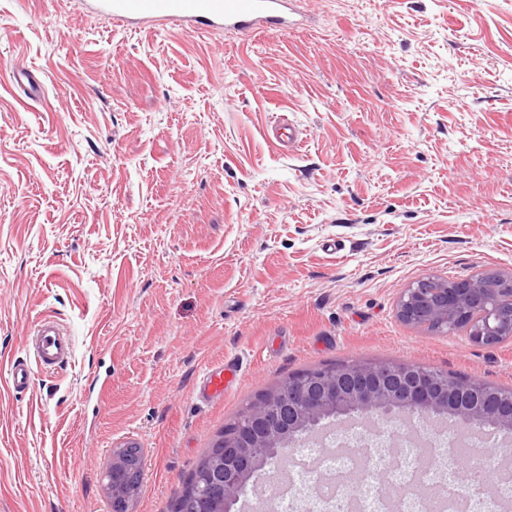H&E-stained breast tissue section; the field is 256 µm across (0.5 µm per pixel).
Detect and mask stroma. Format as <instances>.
<instances>
[{
    "mask_svg": "<svg viewBox=\"0 0 512 512\" xmlns=\"http://www.w3.org/2000/svg\"><path fill=\"white\" fill-rule=\"evenodd\" d=\"M305 30L151 34L0 0V512H171L216 435L303 370L411 364L512 387V339L402 321L427 277L512 275V0H303ZM24 80L12 79V70ZM293 121L298 151L267 131ZM72 354L7 383L42 318ZM237 385L197 402L202 371ZM379 486L405 479L403 415ZM288 455L320 468L347 427ZM238 371V364L234 358H227L220 365L209 367L197 380L195 397L202 404L223 399L224 392Z\"/></svg>",
    "mask_w": 512,
    "mask_h": 512,
    "instance_id": "stroma-1",
    "label": "stroma"
}]
</instances>
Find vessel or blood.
<instances>
[{
  "label": "vessel or blood",
  "mask_w": 512,
  "mask_h": 512,
  "mask_svg": "<svg viewBox=\"0 0 512 512\" xmlns=\"http://www.w3.org/2000/svg\"><path fill=\"white\" fill-rule=\"evenodd\" d=\"M82 5L91 18H108L147 32L175 24L188 34L202 29L249 34L302 24L296 0H82ZM32 342V363L17 361L9 369L13 388L29 386L33 369H55L71 356L70 337L50 319L37 323ZM237 373L238 364L232 358L209 367L197 380V400L208 404L222 399Z\"/></svg>",
  "instance_id": "obj_1"
}]
</instances>
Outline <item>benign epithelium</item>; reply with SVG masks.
Listing matches in <instances>:
<instances>
[{
    "label": "benign epithelium",
    "mask_w": 512,
    "mask_h": 512,
    "mask_svg": "<svg viewBox=\"0 0 512 512\" xmlns=\"http://www.w3.org/2000/svg\"><path fill=\"white\" fill-rule=\"evenodd\" d=\"M398 316L416 326L459 322L475 327L471 339L494 344L512 338V276L484 275L448 281L425 277L405 288ZM286 402L288 419L272 410ZM412 412L446 417L462 428L492 427L512 433V394L479 381L433 378L413 365L353 362L338 369L314 368L265 393L249 409L247 434L234 429L219 437L205 460L208 472L224 471L219 502L207 512H232L241 487L264 463L257 449L285 452L324 419L354 414Z\"/></svg>",
    "instance_id": "1"
}]
</instances>
